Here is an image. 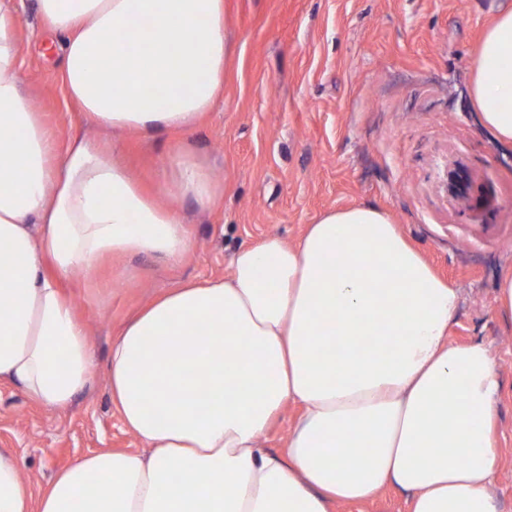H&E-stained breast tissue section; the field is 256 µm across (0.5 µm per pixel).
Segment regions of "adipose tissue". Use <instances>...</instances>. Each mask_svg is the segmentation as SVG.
I'll list each match as a JSON object with an SVG mask.
<instances>
[{"mask_svg": "<svg viewBox=\"0 0 512 512\" xmlns=\"http://www.w3.org/2000/svg\"><path fill=\"white\" fill-rule=\"evenodd\" d=\"M38 8L61 41L66 96L95 126L188 130L224 91V0ZM17 11L0 0V382L58 410L93 377L69 276L129 254L182 259L193 241L102 143L52 137L21 89ZM471 94L512 143V9L483 32ZM165 184L203 209L218 198L186 155ZM230 268L157 297L112 342V402L144 453L82 458L34 505L0 451V512H330L391 486L409 512H499L491 349L450 343L459 290L387 212L325 211L296 243L267 236ZM362 334L371 348H356ZM289 406L300 413L281 457L261 441Z\"/></svg>", "mask_w": 512, "mask_h": 512, "instance_id": "adipose-tissue-1", "label": "adipose tissue"}]
</instances>
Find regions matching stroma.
<instances>
[{
  "instance_id": "1",
  "label": "stroma",
  "mask_w": 512,
  "mask_h": 512,
  "mask_svg": "<svg viewBox=\"0 0 512 512\" xmlns=\"http://www.w3.org/2000/svg\"><path fill=\"white\" fill-rule=\"evenodd\" d=\"M505 7L512 0H224L233 53L222 98L194 129L146 136L83 126L37 0H25L19 79L51 131L63 138L84 127L145 187L188 155L223 190L206 211L166 196L194 243L184 260L137 254L72 276L95 374L68 409H45L0 383V449L19 459L32 498L86 455L141 451L107 380L112 340L138 309L183 282L229 275L235 251L266 235L293 243L322 212L367 204L388 212L456 284L450 341L492 350L502 386L492 490L501 512H512V323L496 308L498 277L512 269V146L481 127L470 95L482 32ZM457 167L485 190V203L446 193Z\"/></svg>"
}]
</instances>
